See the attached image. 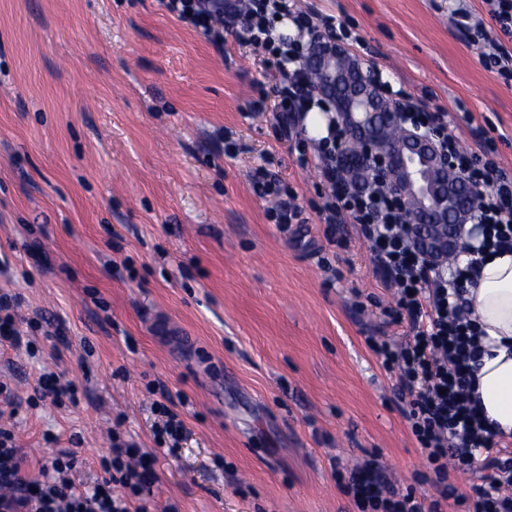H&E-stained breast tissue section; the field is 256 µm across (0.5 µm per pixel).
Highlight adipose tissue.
Segmentation results:
<instances>
[{"mask_svg": "<svg viewBox=\"0 0 512 512\" xmlns=\"http://www.w3.org/2000/svg\"><path fill=\"white\" fill-rule=\"evenodd\" d=\"M468 299L485 345L473 388L495 431L512 434V251L484 259Z\"/></svg>", "mask_w": 512, "mask_h": 512, "instance_id": "1", "label": "adipose tissue"}]
</instances>
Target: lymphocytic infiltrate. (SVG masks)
<instances>
[{
  "label": "lymphocytic infiltrate",
  "instance_id": "f902f5d3",
  "mask_svg": "<svg viewBox=\"0 0 512 512\" xmlns=\"http://www.w3.org/2000/svg\"><path fill=\"white\" fill-rule=\"evenodd\" d=\"M171 14L223 43L225 31L235 40L268 53L283 73L275 89L278 98V131L281 137L301 138L303 120L312 106L329 111L302 60L313 45L325 39L346 40L334 17H313L289 9L288 0H161ZM290 20L295 38L277 35L275 26ZM411 125L430 127L438 148L448 153L462 180L483 185L485 192L472 214L483 240L468 247L463 265L439 261L427 263L407 229L408 218L393 195L348 189L337 165V146L344 137L341 126L330 125L329 135L318 141L315 153L299 150L300 167H316L328 192L322 210L324 235L336 241V220L349 217L358 224L373 247L375 268L385 287L395 295L390 316L408 319L411 334L404 343L380 340L372 349L386 371L396 373L397 386L409 407L411 431L436 476L437 496L431 500L414 492L399 493L376 460L359 467L336 469L337 480L351 495L358 512H444L451 497L450 471L480 466L479 481L466 501V512H512V455L495 441L474 395V373L484 353L481 333L460 301L473 283L479 264L476 250L512 249V175L495 162L464 150L450 121L440 112L420 108L407 111ZM262 197L273 198L267 210L279 227L302 221V209L294 200L280 197L277 178L262 168L253 176ZM152 411L160 423L154 431L158 449L174 452L187 433L169 398L154 401ZM156 452L139 453L127 442L114 444L104 464L105 480L79 486L71 474L73 453L59 452L37 480L21 475L22 458L11 429L0 427V512H149L156 479ZM121 493H113V486Z\"/></svg>",
  "mask_w": 512,
  "mask_h": 512
}]
</instances>
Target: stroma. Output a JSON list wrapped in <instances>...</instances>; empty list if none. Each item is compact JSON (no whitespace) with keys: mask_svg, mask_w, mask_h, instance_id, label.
Here are the masks:
<instances>
[{"mask_svg":"<svg viewBox=\"0 0 512 512\" xmlns=\"http://www.w3.org/2000/svg\"><path fill=\"white\" fill-rule=\"evenodd\" d=\"M332 15L390 90L443 109L464 149L512 173V81L484 67L451 12L482 0H295ZM266 55L223 47L160 0H0V290L26 347L0 348V426L21 474L62 450L75 481L105 476L113 436L154 448L168 393L188 433L159 456L153 512H357L334 475L376 457L399 491L433 498L396 376L370 347L407 322L369 242L338 225L278 135ZM276 172L304 223L268 221L252 176ZM64 373L77 404L29 406Z\"/></svg>","mask_w":512,"mask_h":512,"instance_id":"obj_1","label":"stroma"}]
</instances>
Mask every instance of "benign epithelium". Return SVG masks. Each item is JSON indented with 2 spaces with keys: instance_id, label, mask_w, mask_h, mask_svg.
Segmentation results:
<instances>
[{
  "instance_id": "1",
  "label": "benign epithelium",
  "mask_w": 512,
  "mask_h": 512,
  "mask_svg": "<svg viewBox=\"0 0 512 512\" xmlns=\"http://www.w3.org/2000/svg\"><path fill=\"white\" fill-rule=\"evenodd\" d=\"M350 56L339 45L329 43L313 59L315 70L326 76L324 85L329 87L340 78L337 66H348ZM379 100L378 89L373 84H363V90L353 93L349 102L341 104V124L346 140L367 143L358 159L346 152V144L339 148V161L349 172L360 171L366 179L386 188L401 204L410 209L415 219L410 221L419 238L422 257L436 262L448 254H456L465 247L461 230L466 209L456 214L448 212V195L442 194V185L433 174L453 166L447 154L441 152L435 140L418 128L405 125L401 111L392 113L397 124L402 126L401 136L389 141L373 134L377 113L370 107Z\"/></svg>"
}]
</instances>
